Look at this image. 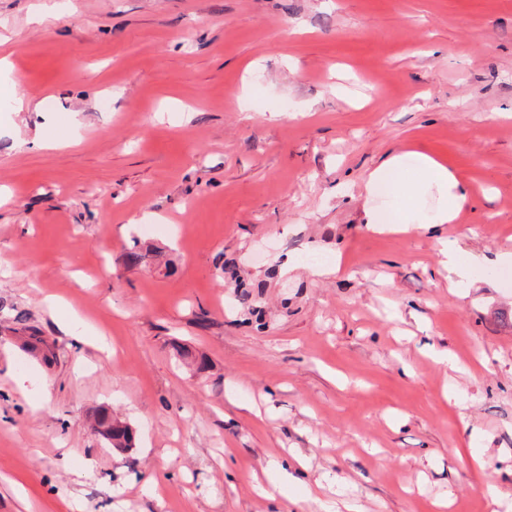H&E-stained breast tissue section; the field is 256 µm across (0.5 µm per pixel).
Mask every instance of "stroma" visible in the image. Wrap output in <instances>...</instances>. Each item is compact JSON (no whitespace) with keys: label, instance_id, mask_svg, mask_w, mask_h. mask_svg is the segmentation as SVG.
Returning <instances> with one entry per match:
<instances>
[{"label":"stroma","instance_id":"1","mask_svg":"<svg viewBox=\"0 0 512 512\" xmlns=\"http://www.w3.org/2000/svg\"><path fill=\"white\" fill-rule=\"evenodd\" d=\"M3 55L0 512H512V269L436 243L512 246V0H0ZM404 151L439 234L365 224ZM412 165L420 172V180L425 182V192L435 189L440 195H448V205L440 209L434 218L428 221L420 218L419 210L415 207V191L411 182H405L401 171ZM366 197L370 198L381 192L397 194L401 204L390 210L378 211L375 208H365L366 224L377 228L385 225L409 226L419 224L426 229H434L439 224H449L457 216V208L467 195L466 188L461 184L447 166L431 157L417 153H397L391 156L369 172L364 184ZM440 245L442 258L439 274L448 280V285L452 288L456 287L459 280L466 278L473 267L479 263L489 267L512 265V249L509 246L500 247L493 252L492 256H486L477 261L476 257H468L461 253L452 241H441ZM97 434L111 448H132L134 433L132 428L117 419L112 418V414L107 409H100L95 417Z\"/></svg>","mask_w":512,"mask_h":512}]
</instances>
